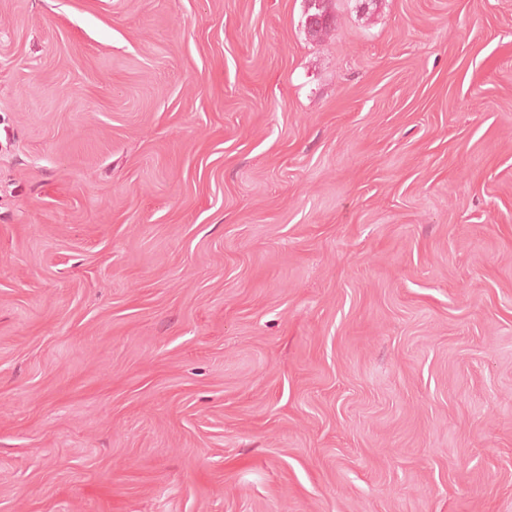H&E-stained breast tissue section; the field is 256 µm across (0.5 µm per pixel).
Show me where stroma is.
I'll list each match as a JSON object with an SVG mask.
<instances>
[{"label": "stroma", "mask_w": 512, "mask_h": 512, "mask_svg": "<svg viewBox=\"0 0 512 512\" xmlns=\"http://www.w3.org/2000/svg\"><path fill=\"white\" fill-rule=\"evenodd\" d=\"M0 0V512H512V0ZM308 2L307 18H310V21L307 30L310 36L316 37L330 27L331 14L329 8L332 0H309Z\"/></svg>", "instance_id": "obj_1"}]
</instances>
